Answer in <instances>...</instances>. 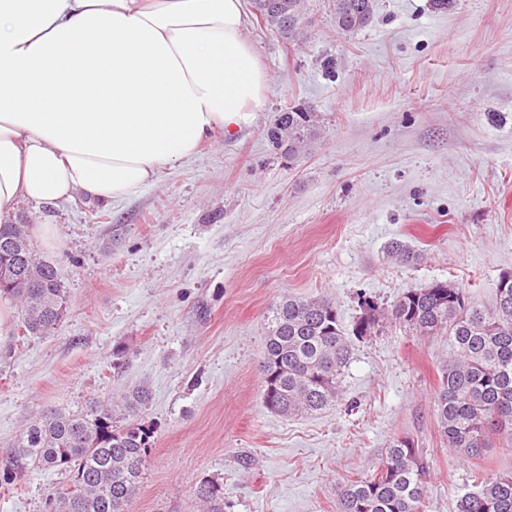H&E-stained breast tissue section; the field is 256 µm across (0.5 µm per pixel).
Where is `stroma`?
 <instances>
[{"instance_id": "1", "label": "stroma", "mask_w": 512, "mask_h": 512, "mask_svg": "<svg viewBox=\"0 0 512 512\" xmlns=\"http://www.w3.org/2000/svg\"><path fill=\"white\" fill-rule=\"evenodd\" d=\"M301 44L247 16L270 84L251 123L216 137L130 198L20 204L67 309L45 335L0 338V456L36 416L145 386L152 427L130 512H196L204 480L224 512H336V487L407 436L428 459L427 512H456L471 463L448 448L434 400L444 336L389 326L353 341L335 406L266 408V317L283 296L324 295L353 327L363 301L391 307L448 282L490 305L512 273V0H375L341 35L310 0ZM305 105L324 133L296 158L266 130ZM53 227L44 239L40 224ZM401 240L418 255L386 254ZM71 472L35 470L0 512H51ZM195 497L202 504V512H224V487L214 480H205L195 489Z\"/></svg>"}]
</instances>
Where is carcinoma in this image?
Here are the masks:
<instances>
[{
	"mask_svg": "<svg viewBox=\"0 0 512 512\" xmlns=\"http://www.w3.org/2000/svg\"><path fill=\"white\" fill-rule=\"evenodd\" d=\"M257 20L288 40L299 37L307 0H254ZM374 0H327L336 32L359 31L357 14L374 13ZM321 136L318 115L305 107L278 114L267 129L272 145L294 156ZM388 256L410 263L418 254L392 242ZM14 265L25 287L0 282V294L21 307L22 336L48 332L67 308L66 291L55 268L40 260L29 225L0 224V262ZM352 329L358 339L380 322L416 336H446L450 356L441 369L435 418L448 447L462 458L484 456L498 438L501 453L512 455V288L495 289L486 308L462 288H417L404 292L388 310L369 300ZM351 356L336 304L329 298L284 296L268 319L263 400L283 415L320 412L340 398L344 368ZM149 398L134 387L107 395L80 412L56 410L31 421L0 460V489L13 490L34 469H68L71 483L53 494L55 512H128L152 448L150 427L136 421ZM429 465L407 437L392 439L374 471L336 487V512H425ZM473 490L457 498V512H512V473L471 475ZM202 512H224V487L205 480L195 489Z\"/></svg>",
	"mask_w": 512,
	"mask_h": 512,
	"instance_id": "carcinoma-1",
	"label": "carcinoma"
}]
</instances>
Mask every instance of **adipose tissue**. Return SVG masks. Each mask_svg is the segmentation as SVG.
I'll return each instance as SVG.
<instances>
[{
	"mask_svg": "<svg viewBox=\"0 0 512 512\" xmlns=\"http://www.w3.org/2000/svg\"><path fill=\"white\" fill-rule=\"evenodd\" d=\"M243 0H0V223L121 200L233 135L268 75Z\"/></svg>",
	"mask_w": 512,
	"mask_h": 512,
	"instance_id": "ef3b65f1",
	"label": "adipose tissue"
}]
</instances>
